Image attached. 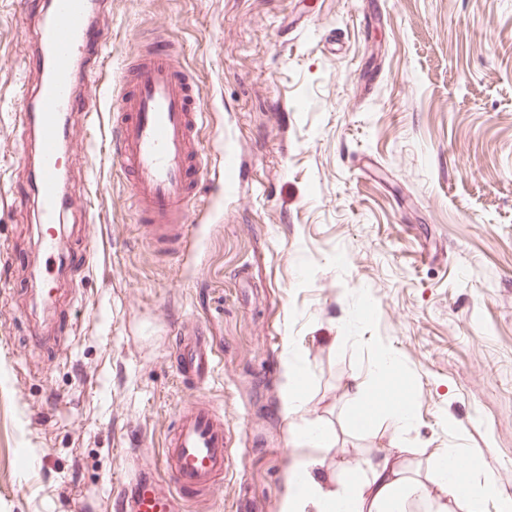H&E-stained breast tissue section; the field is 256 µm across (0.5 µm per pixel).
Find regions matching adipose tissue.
Here are the masks:
<instances>
[{"label":"adipose tissue","instance_id":"1","mask_svg":"<svg viewBox=\"0 0 512 512\" xmlns=\"http://www.w3.org/2000/svg\"><path fill=\"white\" fill-rule=\"evenodd\" d=\"M398 369L396 357L379 352L369 377L349 381L351 402L343 420L354 433H371L380 413H387L394 429L406 428L412 420V406L405 389L380 391L378 381ZM302 449L292 463L291 489L284 512H412L425 503L428 512H484L487 499L500 496L492 478L475 482L472 476L477 453L445 448L436 456L430 474H422L407 456L406 448L389 446L360 457L343 468L336 483L316 474L318 451L334 445L331 429L316 421L302 431Z\"/></svg>","mask_w":512,"mask_h":512}]
</instances>
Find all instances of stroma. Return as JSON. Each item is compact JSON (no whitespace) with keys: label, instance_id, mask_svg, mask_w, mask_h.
Returning <instances> with one entry per match:
<instances>
[{"label":"stroma","instance_id":"35a3bbf8","mask_svg":"<svg viewBox=\"0 0 512 512\" xmlns=\"http://www.w3.org/2000/svg\"><path fill=\"white\" fill-rule=\"evenodd\" d=\"M47 11L0 0V512H112L189 397L223 411L231 462L187 512H281L317 420L336 430L330 478L395 441L424 465L479 449L475 478L512 498V0H110L113 77L164 31L198 84L205 156L234 164L167 261L68 117L62 248L90 265L56 270L45 306L17 91ZM183 333L220 357L200 391L178 379ZM383 344L412 422L350 434L346 386ZM293 356L308 402L289 416Z\"/></svg>","mask_w":512,"mask_h":512}]
</instances>
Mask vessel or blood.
I'll use <instances>...</instances> for the list:
<instances>
[{
	"instance_id": "vessel-or-blood-1",
	"label": "vessel or blood",
	"mask_w": 512,
	"mask_h": 512,
	"mask_svg": "<svg viewBox=\"0 0 512 512\" xmlns=\"http://www.w3.org/2000/svg\"><path fill=\"white\" fill-rule=\"evenodd\" d=\"M103 2L51 0L50 15L39 26L29 59L38 82L18 94L25 112L23 130L36 142L39 222L44 226L39 248L48 260L60 248L55 226L64 210L59 169L63 123L77 111L94 121L93 108L82 107L76 87L89 76L98 81L111 64L109 34L99 23ZM118 101L103 134L114 174L130 186L135 221L147 229L151 243L179 256L192 244L190 205L208 183L209 169L199 149L205 108L170 40L155 39L129 59ZM176 356L183 385L210 384L219 359L204 337H178ZM228 462L223 415L185 401L163 439L155 469L129 474L113 508L183 512L187 503L209 495L223 481Z\"/></svg>"
}]
</instances>
